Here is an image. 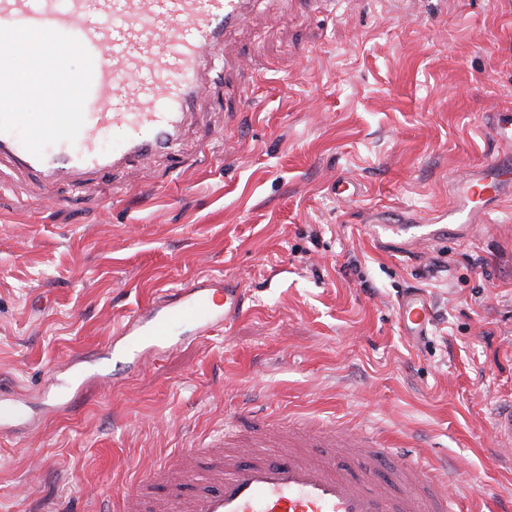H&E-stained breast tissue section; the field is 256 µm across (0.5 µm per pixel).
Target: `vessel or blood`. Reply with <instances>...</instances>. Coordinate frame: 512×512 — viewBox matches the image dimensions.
Instances as JSON below:
<instances>
[{
  "instance_id": "obj_1",
  "label": "vessel or blood",
  "mask_w": 512,
  "mask_h": 512,
  "mask_svg": "<svg viewBox=\"0 0 512 512\" xmlns=\"http://www.w3.org/2000/svg\"><path fill=\"white\" fill-rule=\"evenodd\" d=\"M252 0H0V161L37 182H86L176 148L188 117L207 90V66L224 49L226 31L241 25ZM80 60L70 69V55ZM25 56L26 71L16 67ZM48 106L45 125L26 126L22 103ZM490 136L512 144V114L494 113ZM512 188V163L496 160L458 177L451 207L427 217L404 215L373 226L374 240L399 236L402 249L463 237ZM244 294L219 278L159 291L114 327L106 354L115 367L144 364L182 343L180 332L226 329ZM430 305L408 297L399 310L408 336L425 334ZM105 375L82 370L75 380L51 378L55 408L72 391L103 385ZM498 445H512V400L492 419ZM234 433L180 449L135 481L118 512H458L447 478L414 458L392 481L377 480L380 456L398 454L402 440L359 430L329 439L358 453L352 474L305 448L276 458L224 454Z\"/></svg>"
}]
</instances>
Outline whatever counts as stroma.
Returning <instances> with one entry per match:
<instances>
[{"label":"stroma","mask_w":512,"mask_h":512,"mask_svg":"<svg viewBox=\"0 0 512 512\" xmlns=\"http://www.w3.org/2000/svg\"><path fill=\"white\" fill-rule=\"evenodd\" d=\"M183 153L75 189L0 188V390L28 423L0 433V512H107L174 449L261 416L407 438L453 465L465 512L512 499V191L466 241L377 248L369 214L448 207L457 174L512 146V0H261L227 35ZM360 187L350 201L332 187ZM243 288L227 331L53 411L73 374L159 290ZM424 294L427 335L401 301ZM486 129L495 141L512 144V114L509 112L494 113L489 118ZM430 305L418 295L409 296L401 305L399 320L405 336H422L430 321ZM492 426L499 446L512 445V399L500 404L493 414Z\"/></svg>","instance_id":"obj_1"}]
</instances>
